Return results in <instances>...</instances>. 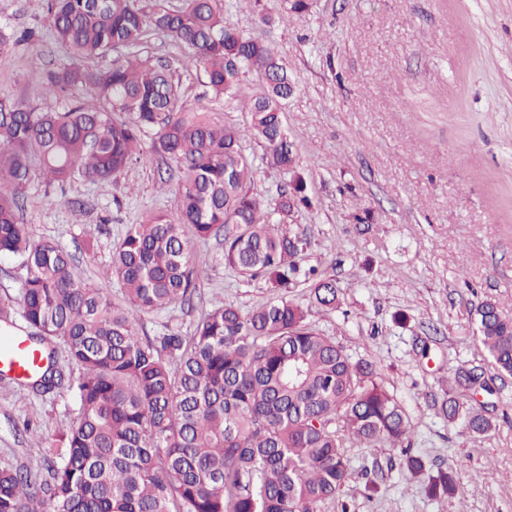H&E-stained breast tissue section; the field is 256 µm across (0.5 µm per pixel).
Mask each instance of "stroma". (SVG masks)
Here are the masks:
<instances>
[{
    "instance_id": "obj_1",
    "label": "stroma",
    "mask_w": 512,
    "mask_h": 512,
    "mask_svg": "<svg viewBox=\"0 0 512 512\" xmlns=\"http://www.w3.org/2000/svg\"><path fill=\"white\" fill-rule=\"evenodd\" d=\"M280 0H224V17L244 35L275 45L296 94L285 121L312 205L288 222L306 238L302 267L336 280L341 305L312 311L320 334L403 406L409 448L426 471L411 475L401 451L346 442L351 476L339 495L349 512H512V377L497 376L477 339L475 311L497 302L512 316V0H312L285 14ZM269 14L273 24L258 23ZM0 19L39 33L0 54V91L26 100L49 70L77 65L50 38L46 0H0ZM170 64L183 101L215 122L246 127L239 104L210 93L184 51L166 39L147 45ZM255 187L277 197L287 174L263 162V143L244 136ZM149 153L108 188L82 182L65 203H49L39 184L22 199L34 242L61 244L95 287L120 297L103 276L111 248L142 216L174 210L176 182ZM191 303L144 315L140 331L189 332L225 304L247 312L272 291L225 269L217 240L192 245ZM64 384L49 393L0 381V466L47 475V448L78 417L69 389L80 374L65 347L56 352ZM483 371L480 399L491 429L474 435L448 423L440 406L459 368ZM449 466L456 496L434 500L428 473Z\"/></svg>"
}]
</instances>
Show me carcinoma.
<instances>
[{
    "label": "carcinoma",
    "instance_id": "obj_1",
    "mask_svg": "<svg viewBox=\"0 0 512 512\" xmlns=\"http://www.w3.org/2000/svg\"><path fill=\"white\" fill-rule=\"evenodd\" d=\"M51 35L74 56L92 60L114 48L133 50L104 73L63 67L31 99L0 93V255L26 275L0 323L18 314L48 360L31 383L49 393L62 384L53 344L64 343L80 368L72 385L78 420L59 433V459L47 477L0 467V512H323L350 477L344 441L401 448L412 425L376 379L316 332L312 308L340 305L336 280L301 270L307 240L283 219L309 205L284 109L295 93L274 46L224 21L223 0H49ZM154 36L184 47L217 98L237 99L241 76L258 71L259 94L244 110L248 131L265 147L267 166L289 174L273 208L253 191V161L243 130L186 106L171 66L144 55ZM0 21V54L29 42ZM61 93V111L38 101ZM152 150L178 172L176 218L150 214L130 224L112 248L111 274L123 301L93 287L71 254L53 241L35 244L21 222V197L33 182L50 190L79 182L105 188ZM222 237L224 266L245 280L265 279L281 297L248 313L233 305L203 314L187 333L150 338L141 316L191 301V240ZM310 281L309 306L286 298ZM479 340L493 367L512 376V317L487 301L476 310ZM487 391L483 374L460 369L450 391ZM448 422L475 434L492 427L483 407L450 396ZM435 500L458 491L455 472L440 468L425 486Z\"/></svg>",
    "mask_w": 512,
    "mask_h": 512
}]
</instances>
